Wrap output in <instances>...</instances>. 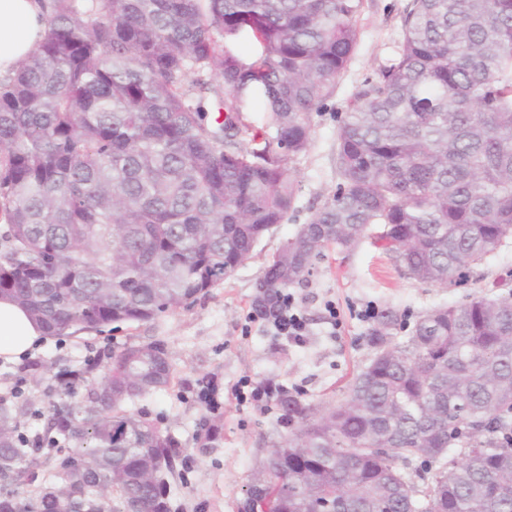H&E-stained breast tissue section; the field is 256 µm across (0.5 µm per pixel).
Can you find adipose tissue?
Returning <instances> with one entry per match:
<instances>
[{
	"label": "adipose tissue",
	"mask_w": 512,
	"mask_h": 512,
	"mask_svg": "<svg viewBox=\"0 0 512 512\" xmlns=\"http://www.w3.org/2000/svg\"><path fill=\"white\" fill-rule=\"evenodd\" d=\"M48 0H0V78L8 77L44 38ZM44 333L28 313L0 298V359L24 357L41 344Z\"/></svg>",
	"instance_id": "adipose-tissue-1"
}]
</instances>
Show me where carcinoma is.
Returning <instances> with one entry per match:
<instances>
[{"label": "carcinoma", "instance_id": "cac0c4a2", "mask_svg": "<svg viewBox=\"0 0 512 512\" xmlns=\"http://www.w3.org/2000/svg\"><path fill=\"white\" fill-rule=\"evenodd\" d=\"M363 0H50L47 34L0 80V296L47 336L145 322L208 293L283 223L292 163L358 41ZM248 30L242 61L224 47ZM260 99L275 136L244 122ZM336 191L266 267L256 315L323 252L377 240L448 288L512 239V0H411L396 57L338 120ZM386 308L373 355L268 450L258 512H512V300L481 292L419 317ZM35 401L0 402V512H177L181 449L129 403L168 387L163 344L52 363ZM74 455L86 458L75 469Z\"/></svg>", "mask_w": 512, "mask_h": 512}]
</instances>
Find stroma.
<instances>
[{"mask_svg": "<svg viewBox=\"0 0 512 512\" xmlns=\"http://www.w3.org/2000/svg\"><path fill=\"white\" fill-rule=\"evenodd\" d=\"M409 2L363 0L352 60L336 81L335 97L312 117L307 153L294 162L299 181L294 208L230 278L197 301L152 320L50 337L27 356L31 362L75 365L93 355L108 359L129 344L164 345L175 377L170 386L137 400L134 407L181 447V478L175 483L179 512H237L268 448L292 429L276 399L241 401L244 379L324 408L343 397L372 357L367 341L372 322L362 317L365 308L395 309L401 316L396 332L401 340L433 307L462 302L475 291L490 297L512 293V241L499 247L486 266L471 272L466 285L443 288L411 278L369 235L352 251H327L306 280L291 288L295 308L306 320L301 341L278 335L253 312L256 285L268 262L335 191L337 117L365 80L376 78L395 58ZM330 303L337 311L333 318L326 311ZM22 363L0 360V394L20 389L23 398H38L39 409L48 411L43 384L22 371ZM216 416L222 425L220 441L200 447L196 434L201 422Z\"/></svg>", "mask_w": 512, "mask_h": 512, "instance_id": "stroma-1", "label": "stroma"}]
</instances>
